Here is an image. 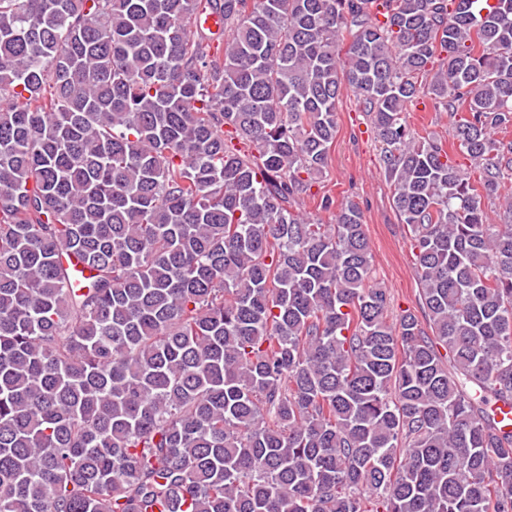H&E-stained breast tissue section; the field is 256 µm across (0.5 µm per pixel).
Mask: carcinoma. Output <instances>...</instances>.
<instances>
[{"mask_svg":"<svg viewBox=\"0 0 512 512\" xmlns=\"http://www.w3.org/2000/svg\"><path fill=\"white\" fill-rule=\"evenodd\" d=\"M348 94L423 322L313 191ZM511 126L512 0H0V512H512ZM422 104H409L406 110L407 123L415 129L420 135H435L448 144V153L463 168L471 166L470 160L462 155L452 144L453 131L456 118L450 112L441 109H434L431 103L427 104L424 112H419V106ZM423 106V105H422ZM512 193V179L506 178L499 190L500 198L485 199L484 209L487 214L489 224H504L500 218L502 214L501 205L504 203L503 198H510Z\"/></svg>","mask_w":512,"mask_h":512,"instance_id":"cac0c4a2","label":"carcinoma"}]
</instances>
